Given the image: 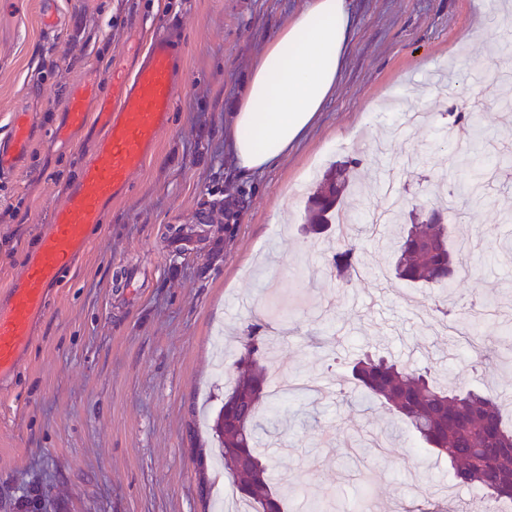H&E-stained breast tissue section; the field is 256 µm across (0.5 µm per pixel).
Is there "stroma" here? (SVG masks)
<instances>
[{"label":"stroma","instance_id":"obj_1","mask_svg":"<svg viewBox=\"0 0 512 512\" xmlns=\"http://www.w3.org/2000/svg\"><path fill=\"white\" fill-rule=\"evenodd\" d=\"M57 2L67 22L48 38L39 0H0V139L20 107L40 131L24 168L0 179V291L101 136L53 142L67 88L85 78L109 93L164 25L182 44L183 86L156 148L52 289L21 367L0 387V512H213L231 498L207 424L236 376L232 330L267 321L276 294L296 302L286 309L292 333L267 369L329 387L280 407L288 424L267 453L290 512L324 502L335 512H431L448 495L474 512L479 491L454 486L447 462L421 455L408 431L387 454L374 448L391 414L356 404L348 368L366 353L427 367L441 383L497 391L512 418V254L502 249L512 239V184L488 183L478 206L458 199L459 235L476 247L449 292L395 278L383 249L391 225L361 235L363 272L347 281L326 273L327 241L302 226L319 178L344 161L368 186L349 200L358 218L389 208L380 191L389 170L413 207L430 211V179L452 170L458 151L448 126L472 112L479 155L499 163L512 128L501 122L504 89L485 79L512 73V0H351L355 31L335 94L287 158L247 179L224 152V119L255 55L309 0ZM429 71L457 96L428 83ZM393 99L416 112L433 105L439 119L406 124L385 109ZM231 200L236 224L174 237L210 202ZM133 269L143 287L116 286ZM443 298L462 314L486 303L474 337L493 342V364L474 369L468 344L435 310ZM219 335L229 340L221 363ZM420 485L426 497L415 494Z\"/></svg>","mask_w":512,"mask_h":512}]
</instances>
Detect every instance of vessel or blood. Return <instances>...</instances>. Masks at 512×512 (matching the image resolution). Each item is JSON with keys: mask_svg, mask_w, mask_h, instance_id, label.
Wrapping results in <instances>:
<instances>
[{"mask_svg": "<svg viewBox=\"0 0 512 512\" xmlns=\"http://www.w3.org/2000/svg\"><path fill=\"white\" fill-rule=\"evenodd\" d=\"M179 55L176 39L161 32L153 38L130 82L105 96L86 80L70 87L54 137L71 141L91 124L103 136L84 161L63 205L52 210L23 272L0 295V383L22 362L37 319L49 309L50 288L85 253L94 231L104 227L107 205L127 192L132 175L155 149L183 84ZM35 137L29 112L17 110L10 136L0 139V177L23 167Z\"/></svg>", "mask_w": 512, "mask_h": 512, "instance_id": "vessel-or-blood-1", "label": "vessel or blood"}]
</instances>
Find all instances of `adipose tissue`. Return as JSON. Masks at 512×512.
Here are the masks:
<instances>
[{"label": "adipose tissue", "mask_w": 512, "mask_h": 512, "mask_svg": "<svg viewBox=\"0 0 512 512\" xmlns=\"http://www.w3.org/2000/svg\"><path fill=\"white\" fill-rule=\"evenodd\" d=\"M350 0H310L256 57L224 126L238 175L286 156L333 96L352 37Z\"/></svg>", "instance_id": "adipose-tissue-1"}]
</instances>
